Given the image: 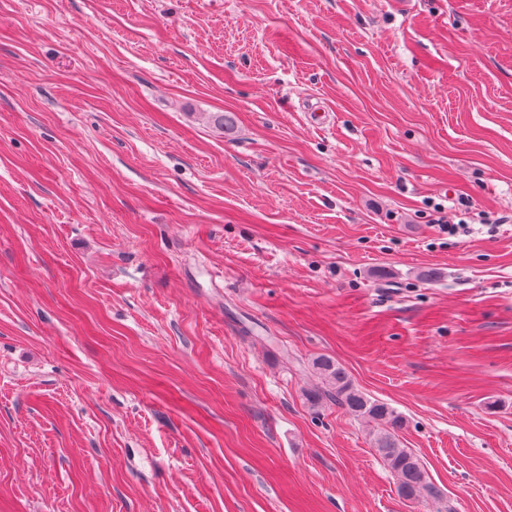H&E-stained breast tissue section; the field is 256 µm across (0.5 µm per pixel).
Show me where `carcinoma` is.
<instances>
[{"mask_svg":"<svg viewBox=\"0 0 512 512\" xmlns=\"http://www.w3.org/2000/svg\"><path fill=\"white\" fill-rule=\"evenodd\" d=\"M313 368L322 386L307 392L306 399L313 405L332 399L355 417L377 427L373 433L372 446L397 477L400 496L414 499L423 491L432 497L437 496L419 458L410 449L402 447L396 436L405 424L403 416L389 404L359 390L337 361L322 357L313 363Z\"/></svg>","mask_w":512,"mask_h":512,"instance_id":"1","label":"carcinoma"}]
</instances>
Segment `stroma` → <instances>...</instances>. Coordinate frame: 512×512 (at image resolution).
Here are the masks:
<instances>
[{
  "instance_id": "obj_1",
  "label": "stroma",
  "mask_w": 512,
  "mask_h": 512,
  "mask_svg": "<svg viewBox=\"0 0 512 512\" xmlns=\"http://www.w3.org/2000/svg\"><path fill=\"white\" fill-rule=\"evenodd\" d=\"M0 512H512V0H0ZM313 368L322 386L307 392L306 399L313 405L332 399L355 417L373 423L377 430L373 433L372 446L397 477L399 495L415 499L421 491H427L436 498L437 493L428 481L423 464L409 448L401 446L396 436L405 424L403 416L388 403L359 390L337 361L322 357L313 363Z\"/></svg>"
}]
</instances>
